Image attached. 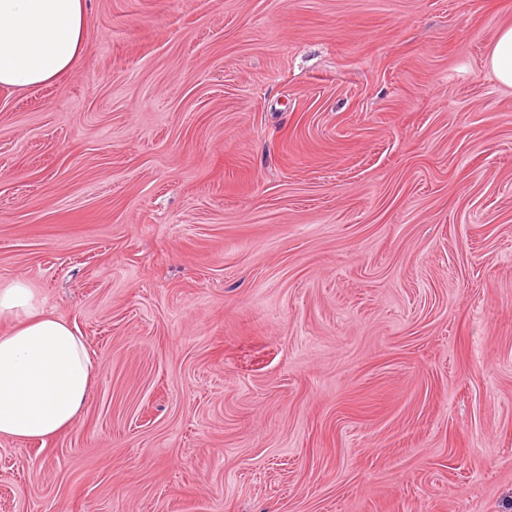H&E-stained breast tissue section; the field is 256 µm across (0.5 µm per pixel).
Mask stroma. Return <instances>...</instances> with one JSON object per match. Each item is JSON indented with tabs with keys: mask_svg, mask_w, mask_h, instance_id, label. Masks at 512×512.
I'll return each mask as SVG.
<instances>
[{
	"mask_svg": "<svg viewBox=\"0 0 512 512\" xmlns=\"http://www.w3.org/2000/svg\"><path fill=\"white\" fill-rule=\"evenodd\" d=\"M512 0H88L0 89V284L92 394L0 512H512ZM490 67L500 84L512 88V24L504 25L495 36Z\"/></svg>",
	"mask_w": 512,
	"mask_h": 512,
	"instance_id": "stroma-1",
	"label": "stroma"
}]
</instances>
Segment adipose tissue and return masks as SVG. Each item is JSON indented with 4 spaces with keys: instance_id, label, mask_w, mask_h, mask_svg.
I'll return each instance as SVG.
<instances>
[{
    "instance_id": "obj_1",
    "label": "adipose tissue",
    "mask_w": 512,
    "mask_h": 512,
    "mask_svg": "<svg viewBox=\"0 0 512 512\" xmlns=\"http://www.w3.org/2000/svg\"><path fill=\"white\" fill-rule=\"evenodd\" d=\"M87 0H0V89L26 90L70 74L85 46ZM0 437L46 441L87 402L93 362L68 322L35 288L0 285Z\"/></svg>"
}]
</instances>
